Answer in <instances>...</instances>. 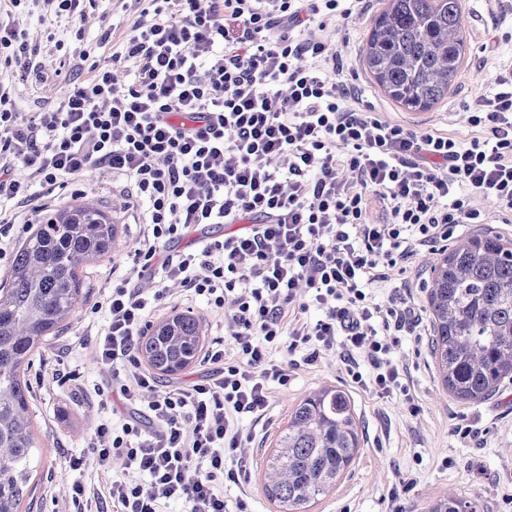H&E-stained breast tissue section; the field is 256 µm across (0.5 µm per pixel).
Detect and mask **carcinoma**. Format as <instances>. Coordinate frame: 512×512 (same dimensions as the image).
<instances>
[{
    "label": "carcinoma",
    "instance_id": "cac0c4a2",
    "mask_svg": "<svg viewBox=\"0 0 512 512\" xmlns=\"http://www.w3.org/2000/svg\"><path fill=\"white\" fill-rule=\"evenodd\" d=\"M463 0H385L372 20L364 66L386 98L408 112H427L448 99L467 40ZM118 228L95 204L40 216L19 243L0 282V512H20L33 490L39 444L24 368L77 313L84 268L112 253ZM428 312L431 356L448 394L478 403L512 381V241L471 234L442 252L431 268ZM203 342L198 318L177 313L151 324L139 355L152 369L178 374ZM360 448L359 425L346 393L323 387L292 409L262 474L278 512H308L328 493ZM427 512H477L448 495Z\"/></svg>",
    "mask_w": 512,
    "mask_h": 512
}]
</instances>
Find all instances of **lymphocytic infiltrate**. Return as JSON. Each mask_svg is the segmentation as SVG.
<instances>
[{"label":"lymphocytic infiltrate","mask_w":512,"mask_h":512,"mask_svg":"<svg viewBox=\"0 0 512 512\" xmlns=\"http://www.w3.org/2000/svg\"><path fill=\"white\" fill-rule=\"evenodd\" d=\"M94 0H7L0 10V261L15 241L17 212L44 211L66 180L110 170L142 202L135 276L162 270L165 285L113 281L96 343L115 365L113 391L146 403L147 417L101 421L90 457L70 460L113 473L115 512H230L225 484L249 479L238 418H262L288 365L339 352L354 388L385 396L401 388L392 359L397 332L421 326L414 300L368 290L390 269L476 223L472 195L512 216V64L468 105L478 134L421 133L365 107L340 76L343 62L313 29L349 20L363 0H116L133 21L112 63L65 97L24 116L17 74L26 60L19 18L32 9L75 27ZM385 203L369 217V197ZM236 232L165 255L190 228ZM175 282L227 312L233 353L212 340L205 378L169 391L135 355ZM311 290L323 315L305 322ZM234 459L226 467V459Z\"/></svg>","instance_id":"lymphocytic-infiltrate-1"}]
</instances>
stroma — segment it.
Returning a JSON list of instances; mask_svg holds the SVG:
<instances>
[{
    "label": "stroma",
    "mask_w": 512,
    "mask_h": 512,
    "mask_svg": "<svg viewBox=\"0 0 512 512\" xmlns=\"http://www.w3.org/2000/svg\"><path fill=\"white\" fill-rule=\"evenodd\" d=\"M383 6L384 0H367L359 16L337 24L332 33L344 64L343 80L359 89L365 105L389 119L422 133L473 137L475 131L464 117L467 103L491 88L499 66L512 62V42L504 41L502 23L505 12L512 10V0H464L468 52L447 101L428 112L399 109L374 86L364 68L370 21ZM112 8L113 0H98L80 23L84 44L96 46V56L104 64L111 61L112 47L102 44L101 38L112 28ZM21 26L28 33L29 47L39 52L40 78L17 82L22 111L33 112L90 72L75 70L68 50H56L50 39L54 29L40 12L25 15ZM118 188L111 172L99 170L70 179L60 194L61 203L91 201L108 211L119 228L118 241L110 256L84 271V299L73 323L36 353L28 368L34 432L41 448L30 504L23 512H69V490L77 480L98 493L105 512L112 507L111 475L92 466L74 471L67 461L89 454L94 430L107 411L118 415L129 411L117 396L109 407L99 405L98 393L111 385L112 370L98 359L96 333L105 317L93 311L113 278L128 273V254L143 230L138 223L142 204L124 208ZM438 256V250H429L397 266L388 282L372 288L375 301L385 302L392 288L406 283L416 304L426 307L430 266ZM292 356L296 366L291 379L287 386L272 388L266 417L257 422L244 416L239 421L254 435L245 451L252 479L246 490L226 489L228 503L242 499L249 512H277L262 490L260 475L295 404L327 385L348 390L359 422L360 448L347 474L310 512H426L428 502L451 490L477 502L480 512H512V382L483 402L458 403L441 383L429 337L411 328L400 336L393 354L406 374L410 389L406 398L396 394L381 398L351 389L336 353H325L312 365L304 364L303 352ZM463 421L479 428L478 440L457 434L455 426Z\"/></svg>",
    "instance_id": "1"
}]
</instances>
